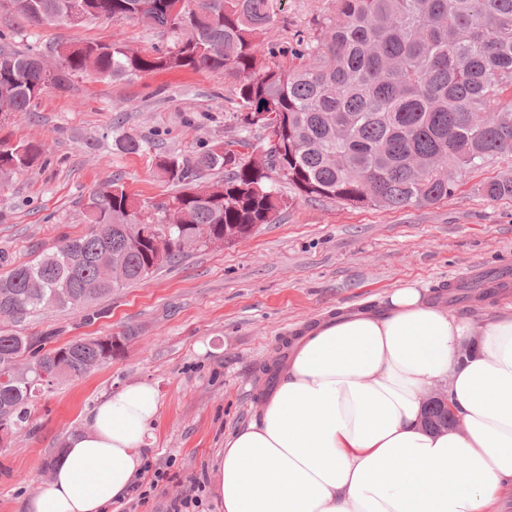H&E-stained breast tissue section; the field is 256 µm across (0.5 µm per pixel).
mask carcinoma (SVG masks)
<instances>
[{"instance_id":"obj_1","label":"carcinoma","mask_w":512,"mask_h":512,"mask_svg":"<svg viewBox=\"0 0 512 512\" xmlns=\"http://www.w3.org/2000/svg\"><path fill=\"white\" fill-rule=\"evenodd\" d=\"M35 24L67 21L71 0H10ZM90 20L136 21L166 36L151 54L120 41H73L56 47V87L89 72L104 79H137L159 70L190 69L230 78L238 106L236 134L224 154L207 148L191 156L160 154L155 166L177 203L173 220L150 219L168 237L169 255L154 264L151 248L125 235L135 220L131 196L115 179L92 191L85 207L90 230L63 238L39 258L0 275V319L19 321L47 308H93L162 266L180 262L186 236L201 238L234 224L240 235L274 224L291 205L276 181L306 200L391 210L431 206L448 198L457 175L502 154H512V0H331L307 38L265 44L276 22V0H84ZM0 97L8 112H33L47 87L46 65L7 42L0 54ZM295 56L291 66L276 58ZM135 154L147 142L116 140ZM45 154L32 141H0V177L26 170ZM219 172L216 180L203 175ZM490 199L512 198V177L482 185ZM122 255L121 272L103 281L96 260ZM66 282L69 296L57 294ZM484 276L446 286L448 305L491 293ZM55 334H0V429H27L35 393L59 380L79 379L112 360L98 338L52 345ZM451 411L441 402L425 410L436 427Z\"/></svg>"}]
</instances>
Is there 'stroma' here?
<instances>
[{"label": "stroma", "instance_id": "stroma-1", "mask_svg": "<svg viewBox=\"0 0 512 512\" xmlns=\"http://www.w3.org/2000/svg\"><path fill=\"white\" fill-rule=\"evenodd\" d=\"M330 13V0H282L269 41L284 31L310 32ZM0 31L15 46L52 58L73 40L121 41L148 53L155 31L133 21L99 19L71 28L33 25L0 0ZM231 82L204 71H157L135 81L83 76L51 88L36 111L0 122V139L48 148L39 163L0 180V255L21 263L61 238L89 229L84 204L112 179L142 200L168 193L157 154L189 156L223 140L233 126L226 101ZM123 134L145 138L143 154L117 150ZM512 177V155L458 176L448 199L400 210L352 208L336 201L294 199L277 223L224 247L192 252L177 265L114 293L105 317L47 309L20 323L0 319V332L57 331L58 343L78 336H119L112 360L76 381L42 390L29 405V430L0 439V512L50 481L44 462L84 425L86 411L119 387L149 381L160 393L147 460L168 480L147 503L122 502L126 512H166L189 482L204 486L206 512H224L212 486L224 441L255 419L273 392L265 367H285L303 329L335 317L345 305L379 308L383 295L416 283L438 291L448 283L494 271L512 286V198L484 196V182Z\"/></svg>", "mask_w": 512, "mask_h": 512}]
</instances>
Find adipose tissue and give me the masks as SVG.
Masks as SVG:
<instances>
[{"label":"adipose tissue","instance_id":"1","mask_svg":"<svg viewBox=\"0 0 512 512\" xmlns=\"http://www.w3.org/2000/svg\"><path fill=\"white\" fill-rule=\"evenodd\" d=\"M441 390L460 424H423ZM159 392L99 399L23 512H108L142 466ZM224 512H499L512 497V303L451 313L428 289L387 292L307 330L259 415L224 444Z\"/></svg>","mask_w":512,"mask_h":512}]
</instances>
